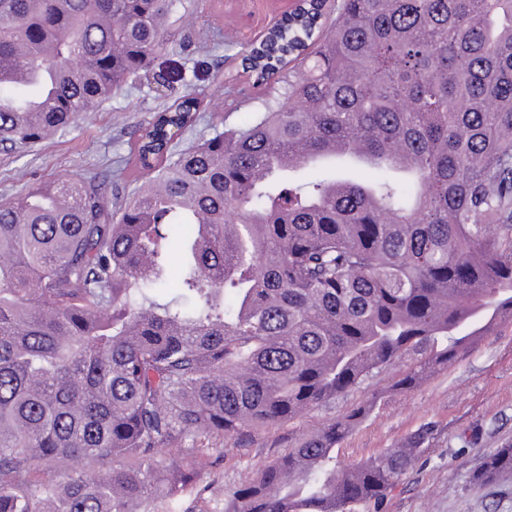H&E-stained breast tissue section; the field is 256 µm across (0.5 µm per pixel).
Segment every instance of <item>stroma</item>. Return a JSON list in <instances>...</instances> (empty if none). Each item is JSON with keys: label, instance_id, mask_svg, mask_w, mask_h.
Instances as JSON below:
<instances>
[{"label": "stroma", "instance_id": "stroma-1", "mask_svg": "<svg viewBox=\"0 0 512 512\" xmlns=\"http://www.w3.org/2000/svg\"><path fill=\"white\" fill-rule=\"evenodd\" d=\"M285 8V0H179L176 27L188 32L205 27L220 45L207 56L197 53L193 40L176 41L158 59L172 85L189 88L201 101L196 122L183 134L184 145L212 136L216 122L236 127L246 113L260 111L265 90L253 86L241 59ZM166 102L152 74L144 73L77 124L36 145L0 150V200L61 175L99 177L114 190L130 132ZM408 364L401 359L301 417L217 441L196 484L175 499L149 501L144 512H224L231 493L263 465L357 409L362 417L336 447L345 466L401 446L420 428L430 433L415 463L384 498L354 505L352 512H512V473L489 485L472 480L486 456L512 441V319L499 320L476 347L418 387L394 390Z\"/></svg>", "mask_w": 512, "mask_h": 512}]
</instances>
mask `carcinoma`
Listing matches in <instances>:
<instances>
[{"mask_svg":"<svg viewBox=\"0 0 512 512\" xmlns=\"http://www.w3.org/2000/svg\"><path fill=\"white\" fill-rule=\"evenodd\" d=\"M176 0H0V148L78 122L148 70ZM312 2L247 61L270 88L179 148L198 100L131 135L136 187L64 177L0 201V512H141L211 439L290 421L411 357L410 390L512 318V0ZM299 68L286 69L288 57ZM189 257L179 296L166 240ZM328 423L225 512H351L428 430L353 467ZM512 472V443L474 479ZM182 243L179 237H174L170 244L169 269L167 283L163 288L155 290L151 295L158 303H166L178 291L179 269L181 267Z\"/></svg>","mask_w":512,"mask_h":512,"instance_id":"carcinoma-1","label":"carcinoma"}]
</instances>
